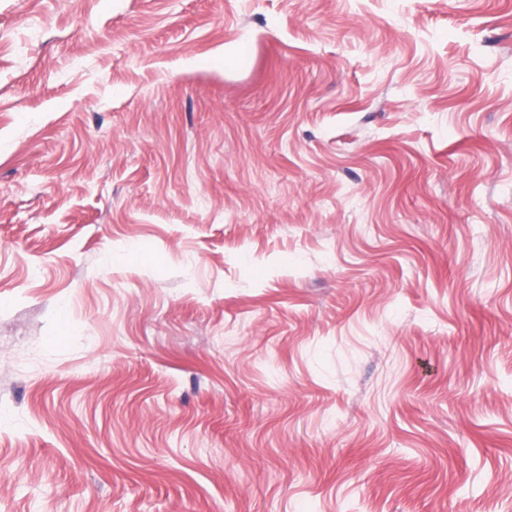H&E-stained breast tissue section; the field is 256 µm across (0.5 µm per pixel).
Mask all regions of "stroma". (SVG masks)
<instances>
[{"instance_id":"1","label":"stroma","mask_w":512,"mask_h":512,"mask_svg":"<svg viewBox=\"0 0 512 512\" xmlns=\"http://www.w3.org/2000/svg\"><path fill=\"white\" fill-rule=\"evenodd\" d=\"M0 512H512V0H0Z\"/></svg>"}]
</instances>
